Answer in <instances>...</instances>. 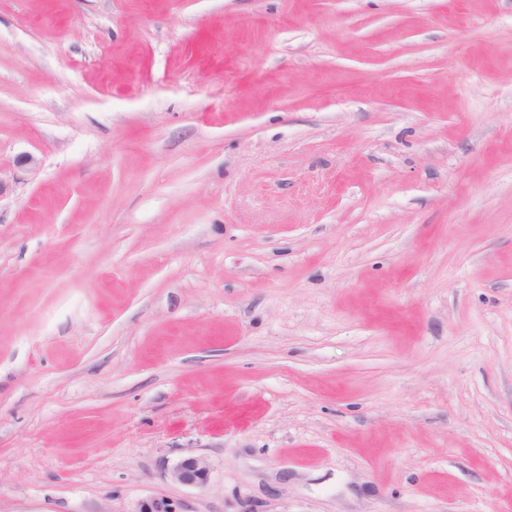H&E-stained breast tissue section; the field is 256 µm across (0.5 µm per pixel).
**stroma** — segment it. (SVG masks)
Returning a JSON list of instances; mask_svg holds the SVG:
<instances>
[{"mask_svg":"<svg viewBox=\"0 0 512 512\" xmlns=\"http://www.w3.org/2000/svg\"><path fill=\"white\" fill-rule=\"evenodd\" d=\"M149 496L512 512V0H0V512ZM169 476L184 486L205 487L210 481V467L204 458L190 455L178 461Z\"/></svg>","mask_w":512,"mask_h":512,"instance_id":"1","label":"stroma"}]
</instances>
